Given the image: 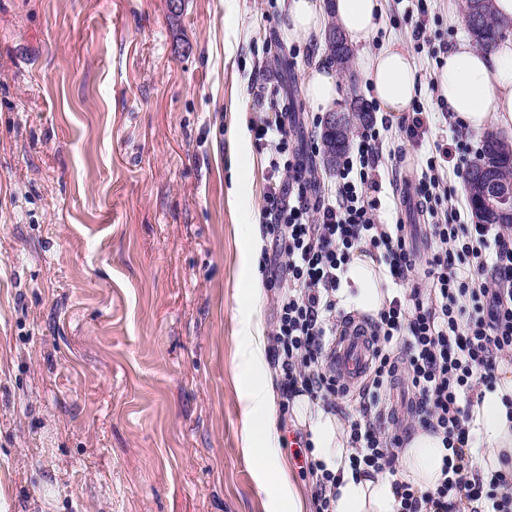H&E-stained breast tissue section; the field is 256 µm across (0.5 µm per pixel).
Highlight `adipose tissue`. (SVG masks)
Instances as JSON below:
<instances>
[{"label":"adipose tissue","mask_w":512,"mask_h":512,"mask_svg":"<svg viewBox=\"0 0 512 512\" xmlns=\"http://www.w3.org/2000/svg\"><path fill=\"white\" fill-rule=\"evenodd\" d=\"M349 45L366 40L379 26L381 0H289L288 28L301 41L319 37L327 13ZM370 96L382 111L395 115L410 112L422 93L419 69L412 54L399 41L388 42L370 56L364 66ZM440 98L453 119L476 133L488 128L512 135V36L487 49L461 39L450 46L433 75ZM305 94L317 111L334 109L339 97L338 78L333 69L314 62L305 82ZM390 278L385 265L365 252H354L337 294L340 305L378 313L391 299ZM266 338L256 308L243 315L235 342L236 374L246 382L243 394L241 444L244 458L254 465L260 491L275 488L270 512H309L304 491L288 477V460L273 441L276 393L266 372ZM512 398V368H499L493 389L484 390L481 402L471 411L469 426L474 437L472 475L488 478L492 473L512 472V412L504 404ZM296 418L311 434L313 457L342 479L336 489L335 512H397L394 480L425 493L437 487L445 454L441 436L418 430L403 448L397 478L376 474L354 476L350 464L346 427L333 414L312 413L307 397H296Z\"/></svg>","instance_id":"1"}]
</instances>
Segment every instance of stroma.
<instances>
[{
    "mask_svg": "<svg viewBox=\"0 0 512 512\" xmlns=\"http://www.w3.org/2000/svg\"><path fill=\"white\" fill-rule=\"evenodd\" d=\"M463 0H426L422 79L465 35ZM287 0H0V512H267L240 450L233 354L250 277L269 279L268 151L288 105L321 136L305 82L322 44ZM382 0L349 67L414 42ZM280 97H258L264 86ZM381 222L422 217L393 199Z\"/></svg>",
    "mask_w": 512,
    "mask_h": 512,
    "instance_id": "1",
    "label": "stroma"
}]
</instances>
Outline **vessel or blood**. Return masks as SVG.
Instances as JSON below:
<instances>
[{"instance_id":"vessel-or-blood-1","label":"vessel or blood","mask_w":512,"mask_h":512,"mask_svg":"<svg viewBox=\"0 0 512 512\" xmlns=\"http://www.w3.org/2000/svg\"><path fill=\"white\" fill-rule=\"evenodd\" d=\"M371 358L369 329L364 322L354 321L345 325L343 335L331 345L327 363L337 378L352 387L359 383Z\"/></svg>"}]
</instances>
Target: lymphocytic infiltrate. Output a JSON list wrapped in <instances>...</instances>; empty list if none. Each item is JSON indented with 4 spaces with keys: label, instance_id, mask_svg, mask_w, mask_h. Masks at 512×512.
Listing matches in <instances>:
<instances>
[{
    "label": "lymphocytic infiltrate",
    "instance_id": "obj_1",
    "mask_svg": "<svg viewBox=\"0 0 512 512\" xmlns=\"http://www.w3.org/2000/svg\"><path fill=\"white\" fill-rule=\"evenodd\" d=\"M408 141L428 144L415 186L429 213L430 255L419 261L404 224L378 218L383 155L379 129L366 127L322 183L309 165L321 147L315 138L292 144L288 111L263 118L257 134L268 139V166L283 177L270 183L263 218L279 251L275 273L287 288L276 296L271 359L282 375L284 403L300 395L335 412L350 393L338 386L323 361L341 324L336 294L352 252L378 254L399 291L372 318L376 350L345 413L353 468L364 474L394 472L408 434L399 421L385 422L388 385L404 379L411 390L412 422L442 435L450 453L442 478L423 494L398 481V512H512V474H493L488 484L471 480L470 411L480 387L492 386L501 363L512 365V225L463 224L443 210L452 192L444 178H464L473 150L448 151L428 142L429 119L421 107L401 120ZM422 269V283L411 274Z\"/></svg>",
    "mask_w": 512,
    "mask_h": 512
}]
</instances>
